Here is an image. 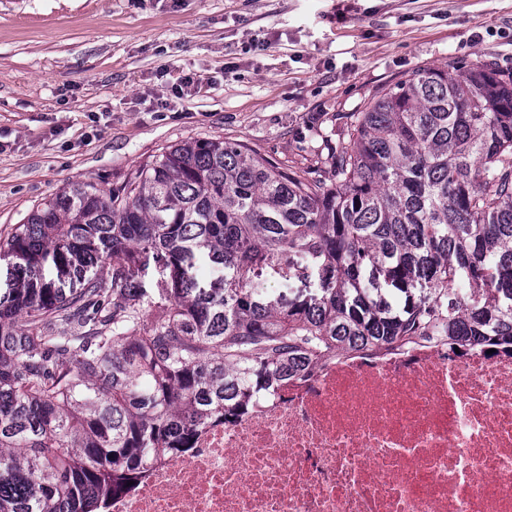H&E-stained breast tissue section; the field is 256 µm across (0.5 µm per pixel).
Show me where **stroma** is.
<instances>
[{"mask_svg": "<svg viewBox=\"0 0 512 512\" xmlns=\"http://www.w3.org/2000/svg\"><path fill=\"white\" fill-rule=\"evenodd\" d=\"M478 62L512 72V0H0V243L180 142L307 169L380 89Z\"/></svg>", "mask_w": 512, "mask_h": 512, "instance_id": "1", "label": "stroma"}]
</instances>
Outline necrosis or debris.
I'll use <instances>...</instances> for the list:
<instances>
[{"label":"necrosis or debris","mask_w":512,"mask_h":512,"mask_svg":"<svg viewBox=\"0 0 512 512\" xmlns=\"http://www.w3.org/2000/svg\"><path fill=\"white\" fill-rule=\"evenodd\" d=\"M109 512H512V348L344 352L197 428Z\"/></svg>","instance_id":"4bbe7bcc"}]
</instances>
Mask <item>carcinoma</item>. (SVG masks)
<instances>
[{"mask_svg": "<svg viewBox=\"0 0 512 512\" xmlns=\"http://www.w3.org/2000/svg\"><path fill=\"white\" fill-rule=\"evenodd\" d=\"M203 257L224 279L199 282ZM0 261V512H107L198 426L316 359L512 346V73L420 66L322 168L172 145L107 191L57 193ZM265 269L301 286L261 290Z\"/></svg>", "mask_w": 512, "mask_h": 512, "instance_id": "obj_1", "label": "carcinoma"}]
</instances>
